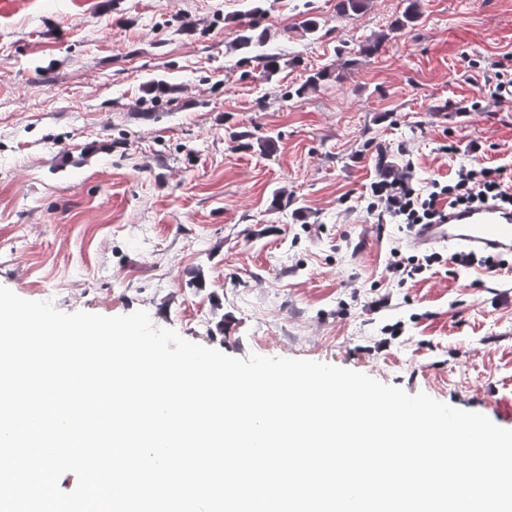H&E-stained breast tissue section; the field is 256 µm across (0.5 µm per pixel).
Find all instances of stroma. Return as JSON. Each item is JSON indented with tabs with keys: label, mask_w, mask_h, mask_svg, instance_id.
<instances>
[{
	"label": "stroma",
	"mask_w": 512,
	"mask_h": 512,
	"mask_svg": "<svg viewBox=\"0 0 512 512\" xmlns=\"http://www.w3.org/2000/svg\"><path fill=\"white\" fill-rule=\"evenodd\" d=\"M406 5L16 0L0 14V286L68 314L142 310L232 357L352 369L512 429V255L488 273L443 247L400 284L386 265L410 233L368 209L387 168L512 183V103L488 90L512 70V0H423L390 32ZM248 27L287 67L231 50ZM246 132L274 150L241 147ZM277 189L304 219L272 208ZM408 4L401 14L390 26V32L404 31L415 27L422 17V3L420 0H407Z\"/></svg>",
	"instance_id": "35a3bbf8"
}]
</instances>
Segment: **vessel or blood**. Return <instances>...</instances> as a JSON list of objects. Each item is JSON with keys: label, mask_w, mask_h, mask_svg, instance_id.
Wrapping results in <instances>:
<instances>
[{"label": "vessel or blood", "mask_w": 512, "mask_h": 512, "mask_svg": "<svg viewBox=\"0 0 512 512\" xmlns=\"http://www.w3.org/2000/svg\"><path fill=\"white\" fill-rule=\"evenodd\" d=\"M412 243L421 249L434 246L464 248L482 255L512 254V209L494 202L476 207L445 209L439 223L415 226Z\"/></svg>", "instance_id": "obj_1"}]
</instances>
